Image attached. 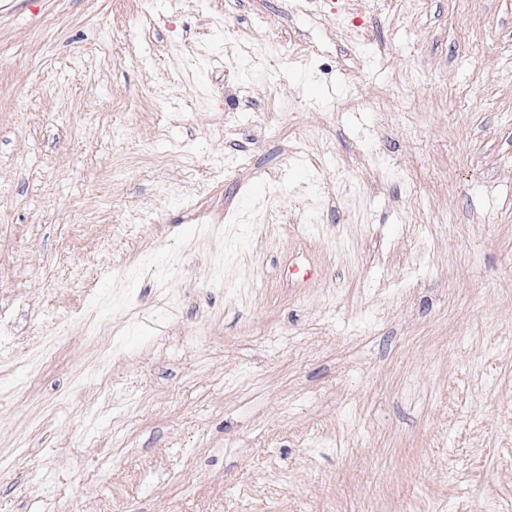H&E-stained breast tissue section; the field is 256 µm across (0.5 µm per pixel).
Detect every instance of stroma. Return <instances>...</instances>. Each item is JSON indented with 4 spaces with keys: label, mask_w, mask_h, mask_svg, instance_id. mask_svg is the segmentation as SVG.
I'll list each match as a JSON object with an SVG mask.
<instances>
[{
    "label": "stroma",
    "mask_w": 512,
    "mask_h": 512,
    "mask_svg": "<svg viewBox=\"0 0 512 512\" xmlns=\"http://www.w3.org/2000/svg\"><path fill=\"white\" fill-rule=\"evenodd\" d=\"M295 2L0 0V512H512V0Z\"/></svg>",
    "instance_id": "stroma-1"
}]
</instances>
